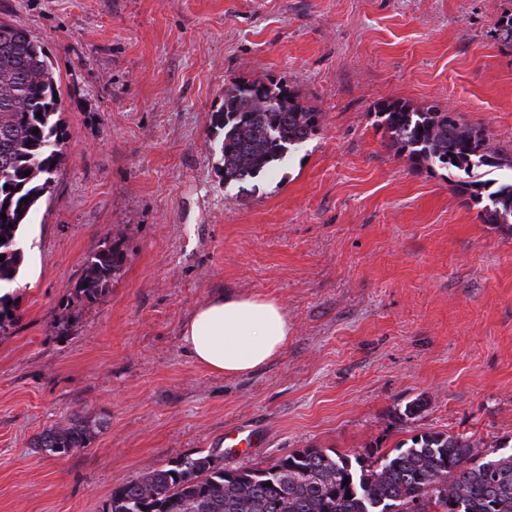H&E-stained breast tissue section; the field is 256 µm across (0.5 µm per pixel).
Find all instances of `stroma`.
<instances>
[{"label": "stroma", "mask_w": 512, "mask_h": 512, "mask_svg": "<svg viewBox=\"0 0 512 512\" xmlns=\"http://www.w3.org/2000/svg\"><path fill=\"white\" fill-rule=\"evenodd\" d=\"M508 14L512 0H0V23L50 56L66 156L0 332V512H103L201 451L263 467L428 431L511 447L512 231L374 116L395 99L450 108L512 158ZM279 78L319 129L276 172L224 184L225 88ZM116 231L123 276L80 302L86 255ZM224 291L277 300L292 328L243 377L198 365L180 336ZM76 413L104 422L89 447L36 448ZM234 430L260 446L226 453Z\"/></svg>", "instance_id": "stroma-1"}]
</instances>
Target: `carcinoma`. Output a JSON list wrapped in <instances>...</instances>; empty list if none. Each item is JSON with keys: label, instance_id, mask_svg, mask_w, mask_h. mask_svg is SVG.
<instances>
[{"label": "carcinoma", "instance_id": "carcinoma-1", "mask_svg": "<svg viewBox=\"0 0 512 512\" xmlns=\"http://www.w3.org/2000/svg\"><path fill=\"white\" fill-rule=\"evenodd\" d=\"M57 80L43 46L18 27L0 23V284L15 281L26 264L21 244L42 199L51 195L64 161ZM42 117H37V114ZM392 144L417 164L455 168L470 180L461 191L482 205L486 224L512 228V181L483 193L485 167L501 166L484 131L454 112L423 110L401 100L375 111ZM320 114L281 82H238L224 89L215 143L226 184L254 180L282 163L312 136ZM29 176H24V173ZM120 234L107 237L84 262L73 294L92 303L124 274ZM99 423L75 416L36 440L39 448L68 454L87 448ZM464 436L424 432L390 452L352 455L301 448L264 467L227 468L212 453L150 468L115 488L104 512H512V454L474 452ZM348 484H343V481ZM351 498H346V495Z\"/></svg>", "mask_w": 512, "mask_h": 512}]
</instances>
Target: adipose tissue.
I'll return each mask as SVG.
<instances>
[{
  "label": "adipose tissue",
  "instance_id": "1",
  "mask_svg": "<svg viewBox=\"0 0 512 512\" xmlns=\"http://www.w3.org/2000/svg\"><path fill=\"white\" fill-rule=\"evenodd\" d=\"M290 337L288 317L277 301L234 292L201 304L181 329L193 360L227 377L266 366L286 349Z\"/></svg>",
  "mask_w": 512,
  "mask_h": 512
}]
</instances>
